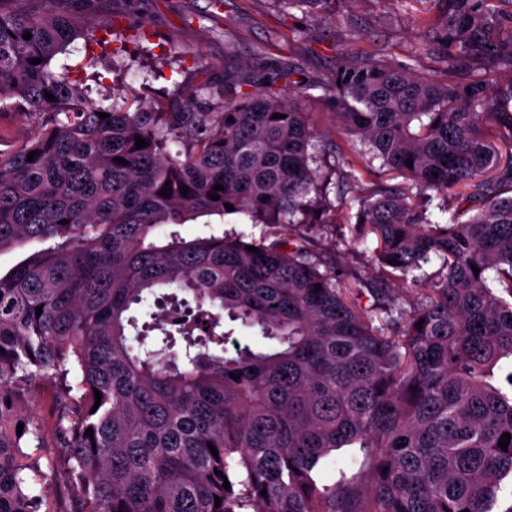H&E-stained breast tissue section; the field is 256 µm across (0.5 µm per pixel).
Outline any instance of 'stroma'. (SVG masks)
Returning a JSON list of instances; mask_svg holds the SVG:
<instances>
[{
  "label": "stroma",
  "instance_id": "stroma-1",
  "mask_svg": "<svg viewBox=\"0 0 512 512\" xmlns=\"http://www.w3.org/2000/svg\"><path fill=\"white\" fill-rule=\"evenodd\" d=\"M67 9L94 25L95 41L76 39L58 54L73 78L89 87L91 98L124 105L134 92L156 109L186 101L204 86H223L227 74L243 75L264 62L288 61L301 67L297 85L329 75L337 53L359 58L384 56L409 63L427 76L440 75L423 44L424 8L419 0H326L315 14L292 8L288 0H68ZM316 130L317 152L328 160L353 161L362 183L376 175L358 156L359 144L346 135L334 112L310 91L300 100ZM300 236L314 241L328 262L371 278L380 271L371 247L353 225L306 224ZM59 399L48 384H37L18 408L21 418L38 421L43 462L61 458L55 430Z\"/></svg>",
  "mask_w": 512,
  "mask_h": 512
}]
</instances>
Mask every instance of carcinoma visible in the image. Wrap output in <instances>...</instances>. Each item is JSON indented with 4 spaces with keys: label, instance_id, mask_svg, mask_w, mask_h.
Segmentation results:
<instances>
[{
    "label": "carcinoma",
    "instance_id": "carcinoma-1",
    "mask_svg": "<svg viewBox=\"0 0 512 512\" xmlns=\"http://www.w3.org/2000/svg\"><path fill=\"white\" fill-rule=\"evenodd\" d=\"M6 2L0 112L46 119L0 150V253L45 247L0 274V512H60L37 492L40 425L19 435L14 415L42 380L63 394L66 512H512V0H418L454 82L347 55L307 85L380 161L367 186L337 162L340 206L352 194L372 261L410 282L406 308L296 234L337 223L316 133L277 88L297 64L224 78L219 112L98 105L51 68L87 24L62 0ZM231 212L268 235L176 230ZM228 320L277 351L228 352ZM342 448L368 483L332 472Z\"/></svg>",
    "mask_w": 512,
    "mask_h": 512
}]
</instances>
